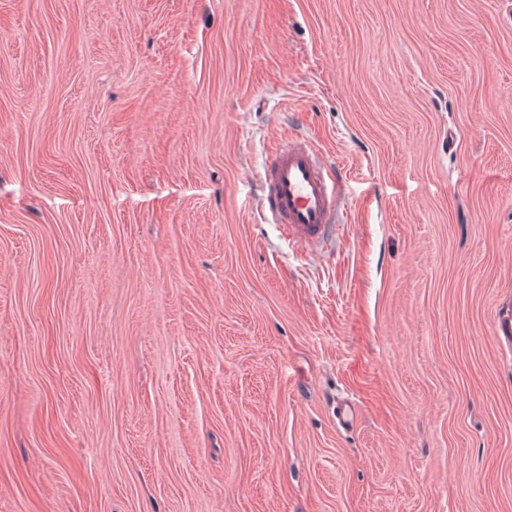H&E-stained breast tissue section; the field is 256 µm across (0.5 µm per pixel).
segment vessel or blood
<instances>
[{"label": "vessel or blood", "mask_w": 512, "mask_h": 512, "mask_svg": "<svg viewBox=\"0 0 512 512\" xmlns=\"http://www.w3.org/2000/svg\"><path fill=\"white\" fill-rule=\"evenodd\" d=\"M321 155L315 140L291 135L273 148L263 170L273 219L290 241L311 249L326 244L339 221L336 170Z\"/></svg>", "instance_id": "obj_1"}]
</instances>
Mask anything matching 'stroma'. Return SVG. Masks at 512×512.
Instances as JSON below:
<instances>
[{
  "instance_id": "stroma-1",
  "label": "stroma",
  "mask_w": 512,
  "mask_h": 512,
  "mask_svg": "<svg viewBox=\"0 0 512 512\" xmlns=\"http://www.w3.org/2000/svg\"><path fill=\"white\" fill-rule=\"evenodd\" d=\"M509 314L512 0H0V512H512ZM321 155L315 140L288 135L263 170L273 219L290 241L311 249L326 244L339 221L336 169Z\"/></svg>"
}]
</instances>
